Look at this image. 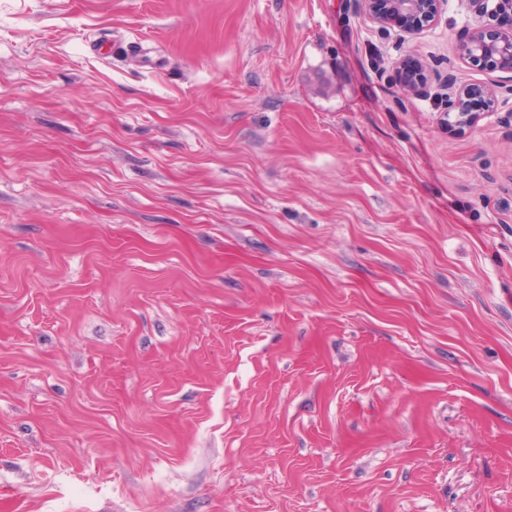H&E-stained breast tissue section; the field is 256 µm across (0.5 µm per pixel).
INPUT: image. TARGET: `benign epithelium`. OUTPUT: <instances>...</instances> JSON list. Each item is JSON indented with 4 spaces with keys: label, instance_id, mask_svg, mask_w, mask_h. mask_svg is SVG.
I'll use <instances>...</instances> for the list:
<instances>
[{
    "label": "benign epithelium",
    "instance_id": "1",
    "mask_svg": "<svg viewBox=\"0 0 512 512\" xmlns=\"http://www.w3.org/2000/svg\"><path fill=\"white\" fill-rule=\"evenodd\" d=\"M366 13L378 24L418 34L434 24L443 0H361ZM504 8L496 13L484 9V0H468L476 25L461 45L465 60L474 66L512 73V25L504 26L500 16L512 13V0H502ZM401 81L410 92L418 91L425 80V70L416 61L399 65ZM486 97L479 88H467L448 103V129L466 131L473 127L472 103Z\"/></svg>",
    "mask_w": 512,
    "mask_h": 512
}]
</instances>
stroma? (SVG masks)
<instances>
[{
  "mask_svg": "<svg viewBox=\"0 0 512 512\" xmlns=\"http://www.w3.org/2000/svg\"><path fill=\"white\" fill-rule=\"evenodd\" d=\"M474 25L0 0V512H512V74ZM448 82L489 91L463 135ZM401 75V81L407 91H419L425 80V70L421 64L416 61H406L398 67Z\"/></svg>",
  "mask_w": 512,
  "mask_h": 512,
  "instance_id": "stroma-1",
  "label": "stroma"
}]
</instances>
